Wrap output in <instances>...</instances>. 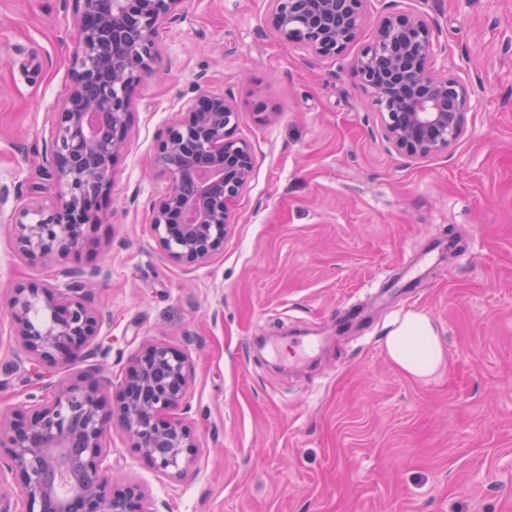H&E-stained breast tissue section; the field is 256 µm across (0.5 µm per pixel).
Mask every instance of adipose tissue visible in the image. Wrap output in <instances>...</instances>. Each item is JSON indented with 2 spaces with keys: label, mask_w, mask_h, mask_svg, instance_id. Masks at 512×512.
<instances>
[{
  "label": "adipose tissue",
  "mask_w": 512,
  "mask_h": 512,
  "mask_svg": "<svg viewBox=\"0 0 512 512\" xmlns=\"http://www.w3.org/2000/svg\"><path fill=\"white\" fill-rule=\"evenodd\" d=\"M386 348L391 361L400 370L420 378L437 371L444 359L435 324L419 312L408 313L395 322Z\"/></svg>",
  "instance_id": "1"
}]
</instances>
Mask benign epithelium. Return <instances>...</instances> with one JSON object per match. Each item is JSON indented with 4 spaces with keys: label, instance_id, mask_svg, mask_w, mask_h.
I'll use <instances>...</instances> for the list:
<instances>
[{
    "label": "benign epithelium",
    "instance_id": "benign-epithelium-1",
    "mask_svg": "<svg viewBox=\"0 0 512 512\" xmlns=\"http://www.w3.org/2000/svg\"><path fill=\"white\" fill-rule=\"evenodd\" d=\"M183 0H63L77 19L71 61L76 80L58 112L39 176L54 201L38 195L7 218L19 251L64 256L83 242V226L99 224V196L126 150L130 96L155 58L153 38ZM367 0H269L268 25L314 58H336L360 37L370 17ZM442 50L436 26L423 14L390 12L375 23L374 40L354 58L357 88L370 102L382 136L395 151L418 159L448 151L460 137L470 106L469 81L436 68ZM166 130L153 168L169 181L152 205L160 249L201 266L224 248L234 205L249 186L255 155L235 136L238 105L230 94L201 91ZM100 269L60 270V285L15 289L8 313L36 364L65 368L105 354L97 343L104 313L87 286ZM50 312L30 317L37 304ZM90 364L65 374L16 419L0 417V481H18L26 512H142L138 483L112 490L102 468L109 419L125 428L130 447L156 470L178 476L192 463L191 430L162 414L176 408L191 374L187 357L162 342L144 346L125 370L111 400L112 380Z\"/></svg>",
    "mask_w": 512,
    "mask_h": 512
}]
</instances>
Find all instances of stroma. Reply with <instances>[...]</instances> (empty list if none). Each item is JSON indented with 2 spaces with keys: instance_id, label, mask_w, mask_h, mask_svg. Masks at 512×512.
Masks as SVG:
<instances>
[{
  "instance_id": "1",
  "label": "stroma",
  "mask_w": 512,
  "mask_h": 512,
  "mask_svg": "<svg viewBox=\"0 0 512 512\" xmlns=\"http://www.w3.org/2000/svg\"><path fill=\"white\" fill-rule=\"evenodd\" d=\"M371 15L420 13L464 71L471 107L451 151L409 160L380 134L350 59L313 58L267 25L268 0H183L156 34L160 74H142L128 145L63 258L27 257L0 223V415L40 399L56 368H33L6 314L14 289L98 268L105 374L159 340L192 365L168 419L193 434L180 477L155 470L110 421L104 465L136 482L147 512H512V0H368ZM77 37L60 0H0V185L30 194L75 76ZM233 94L256 166L224 248L207 264L162 252L151 224L167 181L151 172L167 127L196 89ZM265 101L272 116L253 106ZM418 266L414 287L380 301ZM360 308L354 336L283 370L257 336L314 335ZM435 323L446 360L432 376L390 360V323Z\"/></svg>"
}]
</instances>
